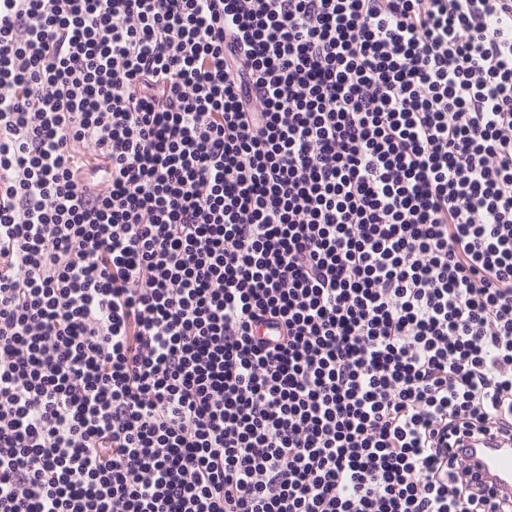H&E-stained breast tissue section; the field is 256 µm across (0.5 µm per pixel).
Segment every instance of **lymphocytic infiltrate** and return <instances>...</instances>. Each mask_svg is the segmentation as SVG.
Wrapping results in <instances>:
<instances>
[{
  "mask_svg": "<svg viewBox=\"0 0 512 512\" xmlns=\"http://www.w3.org/2000/svg\"><path fill=\"white\" fill-rule=\"evenodd\" d=\"M508 424L512 0H0V512H512ZM473 448H463L468 458L480 463V473L494 482L497 490L512 492V448L510 441L502 438L467 442ZM508 446V447H503ZM478 447V448H476Z\"/></svg>",
  "mask_w": 512,
  "mask_h": 512,
  "instance_id": "1",
  "label": "lymphocytic infiltrate"
}]
</instances>
